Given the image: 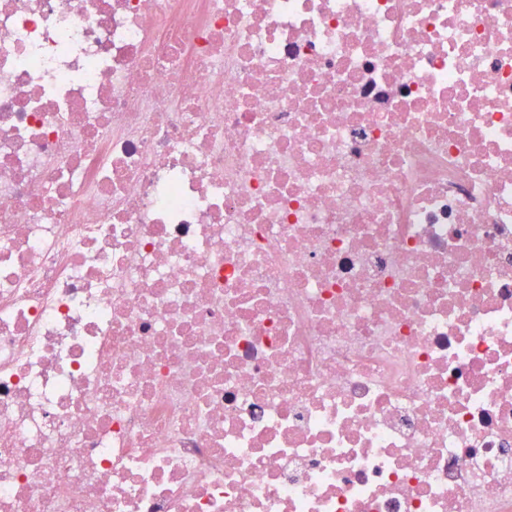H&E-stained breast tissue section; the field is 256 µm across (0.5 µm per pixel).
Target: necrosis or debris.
Listing matches in <instances>:
<instances>
[{
	"label": "necrosis or debris",
	"instance_id": "necrosis-or-debris-1",
	"mask_svg": "<svg viewBox=\"0 0 512 512\" xmlns=\"http://www.w3.org/2000/svg\"><path fill=\"white\" fill-rule=\"evenodd\" d=\"M0 512H512V0H0Z\"/></svg>",
	"mask_w": 512,
	"mask_h": 512
}]
</instances>
